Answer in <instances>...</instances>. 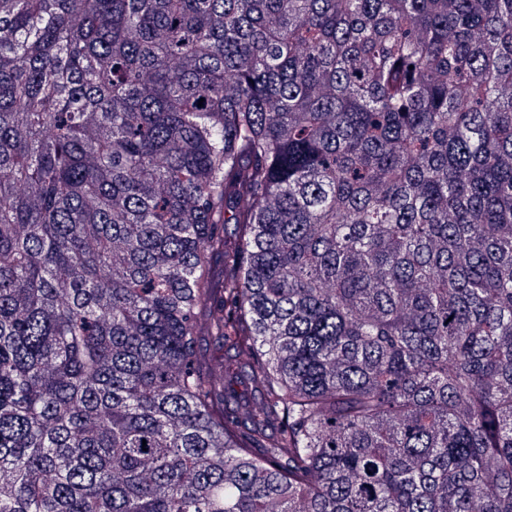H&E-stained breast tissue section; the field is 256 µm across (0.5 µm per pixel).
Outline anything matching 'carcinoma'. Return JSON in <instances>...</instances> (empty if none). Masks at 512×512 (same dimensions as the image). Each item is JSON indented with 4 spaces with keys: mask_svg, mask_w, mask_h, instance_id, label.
<instances>
[{
    "mask_svg": "<svg viewBox=\"0 0 512 512\" xmlns=\"http://www.w3.org/2000/svg\"><path fill=\"white\" fill-rule=\"evenodd\" d=\"M0 512H512V0H0Z\"/></svg>",
    "mask_w": 512,
    "mask_h": 512,
    "instance_id": "cac0c4a2",
    "label": "carcinoma"
}]
</instances>
